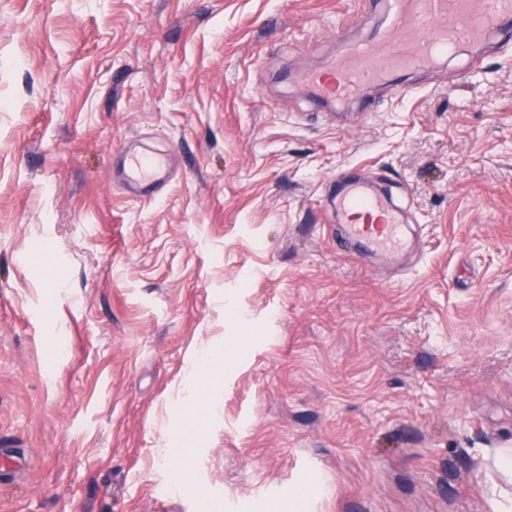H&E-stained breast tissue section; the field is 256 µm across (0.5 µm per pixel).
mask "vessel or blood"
<instances>
[{
  "mask_svg": "<svg viewBox=\"0 0 512 512\" xmlns=\"http://www.w3.org/2000/svg\"><path fill=\"white\" fill-rule=\"evenodd\" d=\"M512 31V0H386L384 19L372 36L352 45L348 53L307 75L319 99L348 100L365 86L385 84L416 70H426L454 51L457 43H480L490 35ZM166 158H126L125 178L152 193L154 176ZM338 206L346 213L380 216L379 225H347L334 239L337 250L358 242L370 251L394 256L408 247L396 212L370 183L351 179L339 185Z\"/></svg>",
  "mask_w": 512,
  "mask_h": 512,
  "instance_id": "vessel-or-blood-1",
  "label": "vessel or blood"
}]
</instances>
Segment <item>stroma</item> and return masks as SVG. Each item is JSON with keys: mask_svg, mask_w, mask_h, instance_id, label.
Masks as SVG:
<instances>
[{"mask_svg": "<svg viewBox=\"0 0 512 512\" xmlns=\"http://www.w3.org/2000/svg\"><path fill=\"white\" fill-rule=\"evenodd\" d=\"M383 11L0 0V437L27 460L0 512L512 508V45L314 100ZM144 151L170 160L151 199L120 181ZM340 172L412 254L331 248ZM209 346L220 409L174 415Z\"/></svg>", "mask_w": 512, "mask_h": 512, "instance_id": "35a3bbf8", "label": "stroma"}]
</instances>
